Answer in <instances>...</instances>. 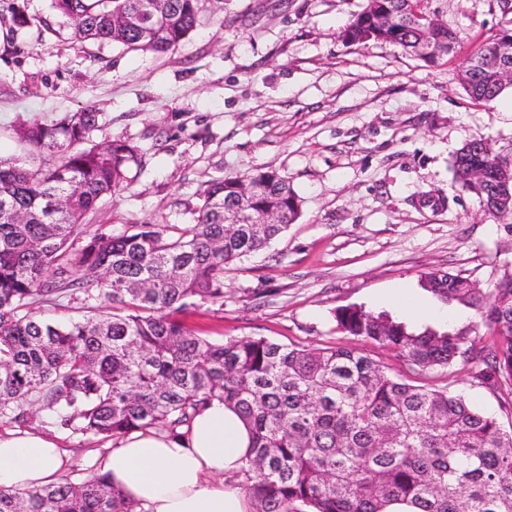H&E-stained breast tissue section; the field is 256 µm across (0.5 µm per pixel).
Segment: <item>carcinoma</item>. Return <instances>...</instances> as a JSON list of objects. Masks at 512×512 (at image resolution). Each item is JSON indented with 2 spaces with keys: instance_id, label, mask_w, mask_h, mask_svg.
Returning <instances> with one entry per match:
<instances>
[{
  "instance_id": "1",
  "label": "carcinoma",
  "mask_w": 512,
  "mask_h": 512,
  "mask_svg": "<svg viewBox=\"0 0 512 512\" xmlns=\"http://www.w3.org/2000/svg\"><path fill=\"white\" fill-rule=\"evenodd\" d=\"M84 40L167 54L196 27L198 0H158L156 21L140 22L147 0H51ZM428 0H367L345 26L353 44L398 46L426 62L458 52L457 32L440 22L429 34L438 52H420ZM512 54V28L483 41L461 81L475 103L506 90L489 65ZM102 113L89 105L48 123L16 130L37 167L0 159V419L51 424L102 440L133 430H178L217 400L251 428L253 456L242 486L255 512H512V429L472 408L449 387L391 375L361 350L308 349L266 337L222 343L198 336L178 314L224 311V271L259 252L300 216L301 200L277 172L257 168L210 182L187 229L133 224L108 234L91 223L103 198L129 188L144 168L140 150L121 140L94 143ZM512 158L478 141L452 161L455 182L494 217L495 173ZM480 168L485 186L459 169ZM253 224L224 223L242 188ZM277 223L260 224L265 215ZM420 287L443 303L474 309L478 325L418 330L356 305L333 312L347 336L397 352L419 371L474 365L475 383L512 406V275L490 296L442 270ZM83 295L88 313L64 324L33 306ZM0 512H134L103 475L48 487L0 489Z\"/></svg>"
}]
</instances>
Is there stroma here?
I'll return each instance as SVG.
<instances>
[{
	"mask_svg": "<svg viewBox=\"0 0 512 512\" xmlns=\"http://www.w3.org/2000/svg\"><path fill=\"white\" fill-rule=\"evenodd\" d=\"M26 27L13 28L12 6ZM366 0H199V25L165 55L84 42L51 0H0V158L21 155L23 123H48L92 105L97 142L122 140L145 155L134 184L108 198L94 224L188 228L207 183L257 168L276 171L302 200L295 224L224 273V311L185 315L213 341L263 336L307 348L357 345L390 373L394 352L353 342L332 311L356 305L399 317V304L438 302L419 286L440 269L492 292L512 274V220L487 214L453 181L466 142L512 154V89L474 103L461 85L470 53L512 26L504 0H430L461 38L430 64L397 46L346 44L343 28ZM449 196L442 211L423 192ZM470 403L512 426V411L478 386L470 367L438 371ZM64 476L96 475L106 444L63 430Z\"/></svg>",
	"mask_w": 512,
	"mask_h": 512,
	"instance_id": "1",
	"label": "stroma"
}]
</instances>
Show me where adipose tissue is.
<instances>
[{
	"label": "adipose tissue",
	"instance_id": "obj_1",
	"mask_svg": "<svg viewBox=\"0 0 512 512\" xmlns=\"http://www.w3.org/2000/svg\"><path fill=\"white\" fill-rule=\"evenodd\" d=\"M251 444L241 415L215 402L179 436L130 432L102 458L99 472L143 512H251V497L229 481L245 466ZM66 461L58 442L46 434L0 433L1 489L54 484Z\"/></svg>",
	"mask_w": 512,
	"mask_h": 512
}]
</instances>
